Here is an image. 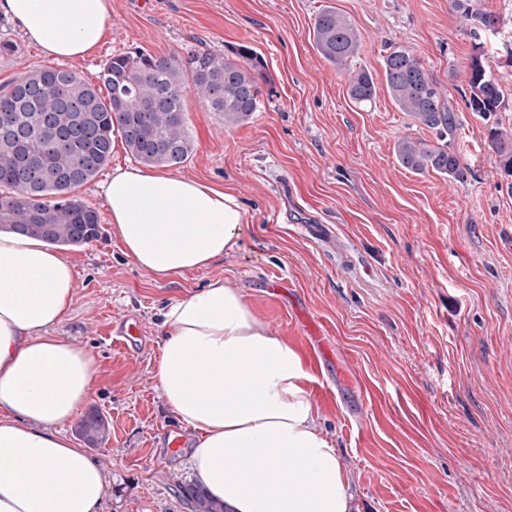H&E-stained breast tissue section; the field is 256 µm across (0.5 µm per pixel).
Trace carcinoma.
Listing matches in <instances>:
<instances>
[{"mask_svg":"<svg viewBox=\"0 0 512 512\" xmlns=\"http://www.w3.org/2000/svg\"><path fill=\"white\" fill-rule=\"evenodd\" d=\"M473 22L478 38L492 33L498 18L471 11L468 0H452ZM314 44L335 66L345 64L358 48L351 23L327 7L316 16ZM261 57L241 44L230 55L208 49L185 57L155 56L133 50L112 56L96 86L68 68L30 71L0 88V231L36 236L60 247H81L101 235L100 215L74 191L94 179L110 162L112 135L118 131L129 153L146 166L173 167L185 163L194 150L184 107L191 91L224 122L236 124L259 111ZM389 96L399 111L436 132L438 143L403 139L395 152L400 164L413 171L428 169L455 179L464 167L453 147L458 117L443 101V93L422 60L411 50L394 46L383 59ZM467 106L484 119L503 107L502 89L492 72L473 56ZM349 95L358 104L370 102L375 86L361 70L350 78ZM489 142L500 168L512 177V133L492 126ZM108 423L90 413L78 433L96 447L108 437ZM185 492L200 512H230L202 494L193 484Z\"/></svg>","mask_w":512,"mask_h":512,"instance_id":"cac0c4a2","label":"carcinoma"}]
</instances>
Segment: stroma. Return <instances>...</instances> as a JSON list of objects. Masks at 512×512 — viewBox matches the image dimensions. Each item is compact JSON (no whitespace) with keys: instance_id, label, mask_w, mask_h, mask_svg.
Returning <instances> with one entry per match:
<instances>
[{"instance_id":"1","label":"stroma","mask_w":512,"mask_h":512,"mask_svg":"<svg viewBox=\"0 0 512 512\" xmlns=\"http://www.w3.org/2000/svg\"><path fill=\"white\" fill-rule=\"evenodd\" d=\"M469 4L499 19L479 42L450 0H111L103 41L68 64L88 82L135 47L183 56L240 44L261 55L265 77L258 112L234 126L187 95L195 150L171 169L236 193L248 215L234 251L162 280L123 254L106 223L97 241L66 252L74 297L53 333L92 353L83 408L110 430L96 447L76 423L64 431L106 475L101 512H197L182 493L195 433L167 409L152 367L164 307L215 277L296 348L295 309L324 322L333 355L313 367L311 389L358 512H512V185L488 141L490 122L512 130V0ZM328 6L360 39L342 67L314 44ZM0 36L16 45L0 56V85L54 66L3 16ZM397 45L422 59L457 113L464 178L398 162L399 140L436 136L389 97L382 58ZM476 54L504 95L489 122L467 106ZM362 69L376 86L367 105L348 92ZM276 278L289 285L279 308L265 288ZM128 316L144 331L137 353L110 336ZM172 427L182 430L176 448L164 436Z\"/></svg>"}]
</instances>
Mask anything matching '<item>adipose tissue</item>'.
<instances>
[{"instance_id": "obj_1", "label": "adipose tissue", "mask_w": 512, "mask_h": 512, "mask_svg": "<svg viewBox=\"0 0 512 512\" xmlns=\"http://www.w3.org/2000/svg\"><path fill=\"white\" fill-rule=\"evenodd\" d=\"M110 0H0L43 53L83 60ZM112 232L167 279L237 248L246 211L208 182L117 168L104 182ZM74 266L43 240L0 233V512H100L102 468L64 434L95 361L51 336L73 300ZM166 406L192 428L197 483L231 512H354L349 477L319 423L298 350L270 335L243 295L211 279L162 312L153 369Z\"/></svg>"}]
</instances>
